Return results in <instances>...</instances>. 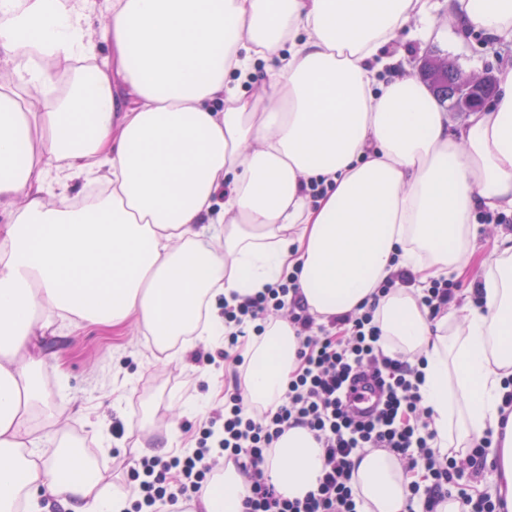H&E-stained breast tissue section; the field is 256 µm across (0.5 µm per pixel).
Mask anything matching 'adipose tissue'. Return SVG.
I'll return each mask as SVG.
<instances>
[{"label":"adipose tissue","instance_id":"1","mask_svg":"<svg viewBox=\"0 0 512 512\" xmlns=\"http://www.w3.org/2000/svg\"><path fill=\"white\" fill-rule=\"evenodd\" d=\"M87 0H0V54L39 58L24 92L53 85L51 110L0 93V512H126L63 434L31 435L42 403L37 341L70 319L136 320L165 346L224 333L225 297L297 271L317 322L355 310L392 272L424 282L465 266L478 210L512 209V71L466 124L451 125L421 82L378 81L380 50L410 19L433 30L430 0H112L98 40ZM461 29L512 42V0H454ZM109 54L96 60V43ZM278 59L264 95L240 87ZM328 183L311 199V180ZM106 196L72 205L70 182ZM223 208H216V195ZM482 281L484 306L456 328L430 320L410 289L382 297L390 349L425 355L421 388L440 443L494 438V494L512 512V232ZM288 322L245 347L246 390L270 407L297 367ZM323 450L303 427L276 442L265 474L286 498L315 488ZM365 512H404L398 459L355 461ZM244 479L218 470L194 512H241Z\"/></svg>","mask_w":512,"mask_h":512}]
</instances>
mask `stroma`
Instances as JSON below:
<instances>
[{
	"mask_svg": "<svg viewBox=\"0 0 512 512\" xmlns=\"http://www.w3.org/2000/svg\"><path fill=\"white\" fill-rule=\"evenodd\" d=\"M436 36L410 37L401 29L386 48L392 69L418 75L423 59L437 54L451 59L465 75L493 77L512 69V45L490 41L483 31L460 35L448 0H435ZM473 261L461 277L458 301L448 310L449 324L463 316L474 277L481 275L483 261L496 252L497 229L479 224L474 228ZM46 354L42 383L46 401L66 408L64 422L69 440L100 468L104 483L129 491L130 463L136 449L150 448L158 455L178 454L189 447L197 429L224 404V373L206 363L191 361L189 351L169 358L156 348L142 328L94 327L72 323L56 335L43 337ZM125 433L104 445L100 433L113 423Z\"/></svg>",
	"mask_w": 512,
	"mask_h": 512,
	"instance_id": "obj_1",
	"label": "stroma"
}]
</instances>
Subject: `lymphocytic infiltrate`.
Here are the masks:
<instances>
[{"instance_id":"1","label":"lymphocytic infiltrate","mask_w":512,"mask_h":512,"mask_svg":"<svg viewBox=\"0 0 512 512\" xmlns=\"http://www.w3.org/2000/svg\"><path fill=\"white\" fill-rule=\"evenodd\" d=\"M377 308V303H366L316 322L294 271L225 306L224 345L206 357L207 364L225 373L224 408L214 413L213 425L200 430L194 447L139 460L143 477L132 512L200 498L222 458L244 477L243 512H362L353 459L372 448L386 449L401 461L408 512H437L440 502L451 497L464 512H500L501 500L467 491L468 483L495 467L492 431L475 438L465 457L441 450L431 427L433 410L421 393L426 359L385 350ZM277 320L296 330L298 367L289 374L279 403L260 410L245 399L242 350L250 335H263L267 324ZM367 372L382 378L384 397L376 413L360 419L345 401L344 389L353 376ZM292 427L311 431L324 452L315 488L294 500L284 498L264 470L271 448Z\"/></svg>"}]
</instances>
